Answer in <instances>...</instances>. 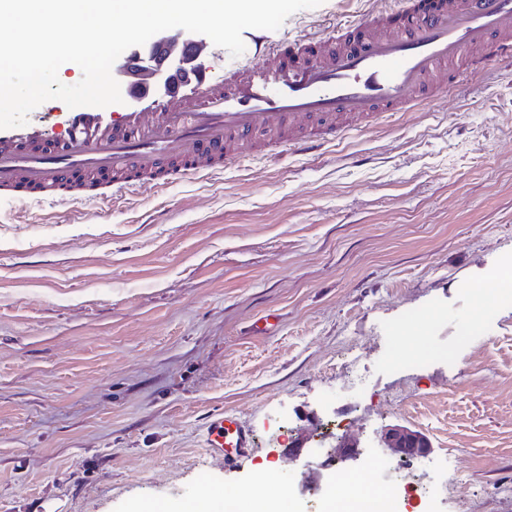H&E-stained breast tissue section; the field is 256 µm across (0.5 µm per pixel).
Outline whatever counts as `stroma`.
<instances>
[{"mask_svg":"<svg viewBox=\"0 0 512 512\" xmlns=\"http://www.w3.org/2000/svg\"><path fill=\"white\" fill-rule=\"evenodd\" d=\"M377 3L245 30L243 56ZM510 269L512 68L496 64L311 154L261 145L107 203L0 195V512H135L209 488L324 512L337 479L317 452L341 437L361 447L347 475L391 487L395 512H512V305L465 294ZM225 412L253 437L233 467L205 447ZM391 424L431 441L414 485L379 441ZM453 472L465 499L433 492Z\"/></svg>","mask_w":512,"mask_h":512,"instance_id":"35a3bbf8","label":"stroma"}]
</instances>
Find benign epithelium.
<instances>
[{"instance_id":"obj_1","label":"benign epithelium","mask_w":512,"mask_h":512,"mask_svg":"<svg viewBox=\"0 0 512 512\" xmlns=\"http://www.w3.org/2000/svg\"><path fill=\"white\" fill-rule=\"evenodd\" d=\"M182 40L181 33L160 32L152 43L132 47L129 54L119 61L118 70L132 81L145 84L153 82L163 71L177 72L186 78L196 75L204 64L200 55H189L179 49ZM381 440L402 461L425 457L432 450L431 442L423 432L398 424L386 427ZM359 456L357 446L343 441L329 453V458L337 463L355 461Z\"/></svg>"}]
</instances>
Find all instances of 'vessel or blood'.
Returning <instances> with one entry per match:
<instances>
[{"instance_id": "obj_1", "label": "vessel or blood", "mask_w": 512, "mask_h": 512, "mask_svg": "<svg viewBox=\"0 0 512 512\" xmlns=\"http://www.w3.org/2000/svg\"><path fill=\"white\" fill-rule=\"evenodd\" d=\"M512 57V0H396L332 35L268 47L264 57L162 90L122 87V123L81 106L30 132L0 129V191L13 200L79 202L97 185L149 189L217 173L250 158L257 135L312 150L375 118L429 105L461 74ZM253 446L234 416L206 425L210 456L237 464Z\"/></svg>"}]
</instances>
